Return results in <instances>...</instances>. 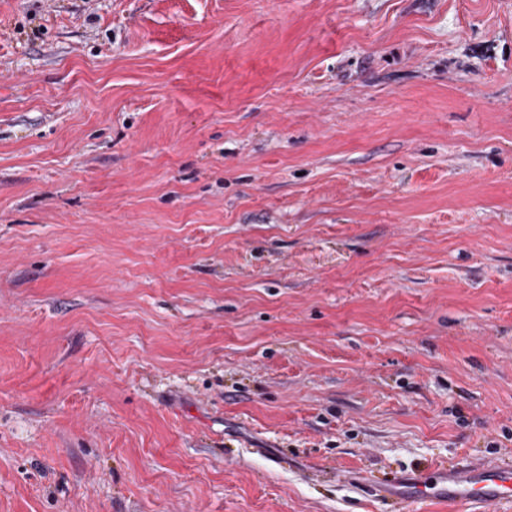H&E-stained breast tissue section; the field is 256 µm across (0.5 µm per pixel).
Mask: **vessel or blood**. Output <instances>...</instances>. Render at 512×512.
<instances>
[{
    "label": "vessel or blood",
    "instance_id": "obj_1",
    "mask_svg": "<svg viewBox=\"0 0 512 512\" xmlns=\"http://www.w3.org/2000/svg\"><path fill=\"white\" fill-rule=\"evenodd\" d=\"M374 491L398 510L407 503L442 502L453 512L458 507L465 512H490L499 504L512 503V466L441 464L376 484Z\"/></svg>",
    "mask_w": 512,
    "mask_h": 512
}]
</instances>
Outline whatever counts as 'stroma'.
Masks as SVG:
<instances>
[{
  "instance_id": "35a3bbf8",
  "label": "stroma",
  "mask_w": 512,
  "mask_h": 512,
  "mask_svg": "<svg viewBox=\"0 0 512 512\" xmlns=\"http://www.w3.org/2000/svg\"><path fill=\"white\" fill-rule=\"evenodd\" d=\"M512 462V0H0V512H387ZM372 487L379 499L397 509L404 508L406 503L442 502L448 503L449 509L463 507L469 512H486L502 503L512 504V466L441 464Z\"/></svg>"
}]
</instances>
